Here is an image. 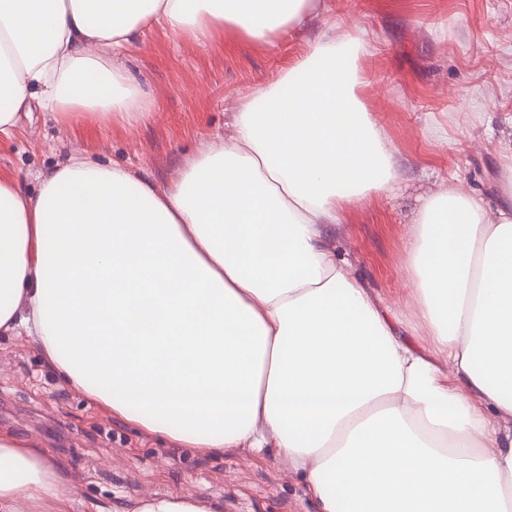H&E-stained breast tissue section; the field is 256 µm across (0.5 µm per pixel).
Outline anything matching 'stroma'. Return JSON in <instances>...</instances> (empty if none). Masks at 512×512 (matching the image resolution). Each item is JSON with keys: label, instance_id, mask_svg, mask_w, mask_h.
I'll use <instances>...</instances> for the list:
<instances>
[{"label": "stroma", "instance_id": "35a3bbf8", "mask_svg": "<svg viewBox=\"0 0 512 512\" xmlns=\"http://www.w3.org/2000/svg\"><path fill=\"white\" fill-rule=\"evenodd\" d=\"M358 30L356 92L394 154L398 186L348 210L330 244L369 292L410 307L405 244L423 199L455 183L495 207L501 142L512 139V0H328L276 49L225 29L201 46L154 28L119 61L153 103L151 119L62 123L32 108L0 135V172L37 194L39 177L79 154L163 185L187 155L229 130L238 101L269 84L330 27ZM446 129L436 142L429 125ZM0 431L62 464V512H136L140 499L189 494L221 512H317L301 473L276 449L208 454L139 429L60 377L25 333L0 335Z\"/></svg>", "mask_w": 512, "mask_h": 512}]
</instances>
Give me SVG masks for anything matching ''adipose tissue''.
Returning a JSON list of instances; mask_svg holds the SVG:
<instances>
[{
  "mask_svg": "<svg viewBox=\"0 0 512 512\" xmlns=\"http://www.w3.org/2000/svg\"><path fill=\"white\" fill-rule=\"evenodd\" d=\"M319 0H0V134L39 106L133 124L150 104L118 55L161 26L272 43ZM349 31H327L243 98L231 132L160 187L74 158L36 196L0 172V333L117 416L202 451L274 444L320 512H512V144L505 199L428 196L405 270L427 345L328 240L390 192L392 153L357 100ZM72 493L0 433V512Z\"/></svg>",
  "mask_w": 512,
  "mask_h": 512,
  "instance_id": "ef3b65f1",
  "label": "adipose tissue"
}]
</instances>
